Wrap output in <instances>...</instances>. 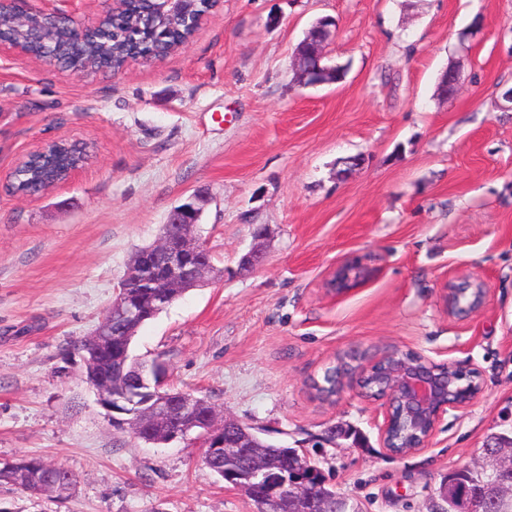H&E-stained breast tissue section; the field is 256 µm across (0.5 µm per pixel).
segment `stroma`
Listing matches in <instances>:
<instances>
[{"mask_svg":"<svg viewBox=\"0 0 512 512\" xmlns=\"http://www.w3.org/2000/svg\"><path fill=\"white\" fill-rule=\"evenodd\" d=\"M325 17L346 74L298 85L296 48ZM510 89L512 0H217L186 46L115 74L0 50V462L78 478L66 500L0 485V512H257L197 446L114 430L82 378L78 342L194 193L214 271L140 328L134 355L158 360L166 387L306 449L362 512H428L444 475L512 433ZM60 139L90 145L82 168L8 192L18 160ZM256 244L263 262L241 272ZM348 262L364 275L335 294ZM463 279L486 296L460 319L443 288ZM395 349L483 383L404 456L380 444L379 403L312 387L338 358H353L350 385Z\"/></svg>","mask_w":512,"mask_h":512,"instance_id":"1","label":"stroma"}]
</instances>
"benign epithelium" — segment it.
Segmentation results:
<instances>
[{"label":"benign epithelium","mask_w":512,"mask_h":512,"mask_svg":"<svg viewBox=\"0 0 512 512\" xmlns=\"http://www.w3.org/2000/svg\"><path fill=\"white\" fill-rule=\"evenodd\" d=\"M14 15L26 22L33 33L48 23L74 24V20L59 11L25 9V0H9ZM325 26L312 29L301 42L295 55L294 66L298 83L309 86L329 82L332 67L323 63L326 38L320 31ZM201 196L194 195L172 209L165 227L177 225L180 234L173 236L163 231L152 244L138 249L127 272L121 280L115 298L95 327L91 336L98 339L100 349L106 352L109 363L124 364L130 359L131 337L125 333L116 336L112 332L115 321L126 325H140L147 315L161 312L173 302L167 291L168 284L178 288H197L205 283L211 269L209 251L195 236L202 211ZM474 299L463 306V311L453 305L454 285L445 288L443 300L448 314L471 315L484 303L485 288L477 281L469 284ZM382 370L376 384L380 395L375 401L384 408V420L379 428L381 446L393 455L409 454L428 447L442 418L449 412L469 407L483 392L477 372L467 370L453 362L437 363L421 354L393 350L379 359ZM134 376L122 390L114 392L103 385L101 378L88 381L97 402L114 413L112 425L120 429L132 427L140 415L169 418L173 427L167 441L177 439L199 442L203 461L217 455H229L234 449L224 446L220 433L222 426L214 415L205 419L197 416L199 399L188 394L175 396L164 390L159 380V364L133 362ZM406 419L412 432L407 449L400 450L391 435L394 415ZM316 472L309 459L301 458L300 465L287 474L271 473L254 465L250 468L246 489L261 488L266 502L281 497L285 500L300 498L312 503L315 512H347V500L341 494L327 499L319 492L320 484L308 481L306 470ZM479 476L483 491L470 492L458 485L441 484L431 512H488L492 500H512V437L494 447L483 449L482 456L473 464L463 466Z\"/></svg>","instance_id":"obj_1"}]
</instances>
